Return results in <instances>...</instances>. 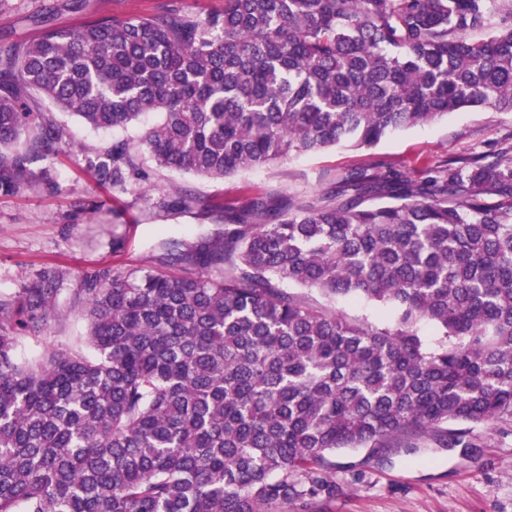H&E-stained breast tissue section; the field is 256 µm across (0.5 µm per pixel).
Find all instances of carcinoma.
I'll use <instances>...</instances> for the list:
<instances>
[{"label": "carcinoma", "instance_id": "obj_1", "mask_svg": "<svg viewBox=\"0 0 512 512\" xmlns=\"http://www.w3.org/2000/svg\"><path fill=\"white\" fill-rule=\"evenodd\" d=\"M158 120L84 158L122 193L368 149L453 112H512V0H224L0 46V195L59 190L62 130ZM201 201L165 202L190 210ZM168 266L85 280L80 344L23 360L54 292L0 299V512H279L329 457L512 422V136L417 180L372 165L318 198L228 205ZM315 290L324 303L306 294ZM392 309L380 324L336 305ZM428 327L432 337L423 334Z\"/></svg>", "mask_w": 512, "mask_h": 512}]
</instances>
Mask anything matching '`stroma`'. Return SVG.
<instances>
[{
  "label": "stroma",
  "instance_id": "obj_1",
  "mask_svg": "<svg viewBox=\"0 0 512 512\" xmlns=\"http://www.w3.org/2000/svg\"><path fill=\"white\" fill-rule=\"evenodd\" d=\"M165 0H0V42L28 43L44 26L79 29L112 15L143 16ZM48 12L47 25L33 23ZM30 107L63 127L69 151L53 160L61 190L37 187L0 196V298H10L35 282L57 293V308L47 329L24 337L20 357L31 359L72 347L85 335L79 311L87 276L137 263L158 266L162 242H186L213 228L224 205H242L256 196L311 199L333 190L351 169L371 163L418 179L431 161L480 154L495 160L497 144L512 132V112L464 110L438 122L389 135L368 150L336 148L272 163L222 180L149 171L150 192L132 187L115 193L98 184L81 163L113 140L134 138L138 129L95 130L58 112L38 92ZM201 199L204 209L169 211L162 202L173 188ZM448 429L402 439L387 448L336 451L330 457L334 498L299 500L297 512H512V424L494 429L477 425L471 447H449Z\"/></svg>",
  "mask_w": 512,
  "mask_h": 512
}]
</instances>
